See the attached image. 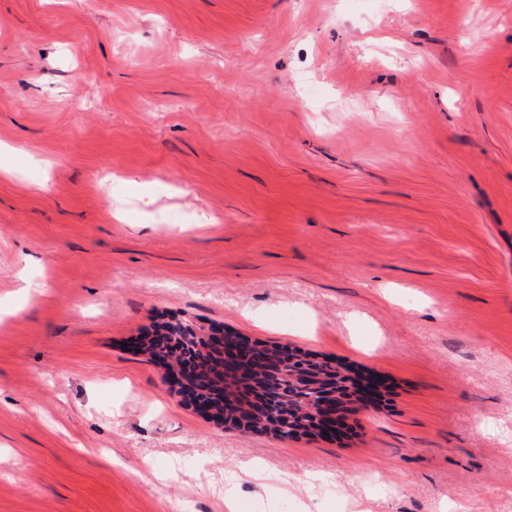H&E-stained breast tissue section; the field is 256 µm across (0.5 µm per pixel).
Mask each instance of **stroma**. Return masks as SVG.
<instances>
[{
  "mask_svg": "<svg viewBox=\"0 0 512 512\" xmlns=\"http://www.w3.org/2000/svg\"><path fill=\"white\" fill-rule=\"evenodd\" d=\"M160 313L393 404L218 427ZM180 499L512 512V0H0V512Z\"/></svg>",
  "mask_w": 512,
  "mask_h": 512,
  "instance_id": "35a3bbf8",
  "label": "stroma"
}]
</instances>
